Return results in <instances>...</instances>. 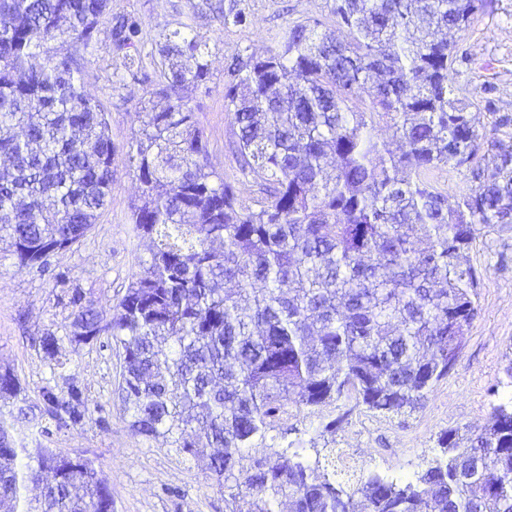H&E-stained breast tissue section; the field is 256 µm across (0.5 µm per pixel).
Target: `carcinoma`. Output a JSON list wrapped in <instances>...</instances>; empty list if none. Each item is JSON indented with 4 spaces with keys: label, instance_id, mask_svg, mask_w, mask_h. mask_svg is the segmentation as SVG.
<instances>
[{
    "label": "carcinoma",
    "instance_id": "carcinoma-1",
    "mask_svg": "<svg viewBox=\"0 0 512 512\" xmlns=\"http://www.w3.org/2000/svg\"><path fill=\"white\" fill-rule=\"evenodd\" d=\"M487 0H333L332 29L290 24L264 54L233 55L224 108L237 171L258 186L245 205L210 163L186 92L207 82L209 46L182 30L159 34L155 93L165 108L127 151L140 183L132 214L150 259L105 316L67 291L66 337L108 334L123 349L118 398L130 427L196 459L224 512H512V404L479 430L452 428L402 483L379 473L346 482L335 457L302 454L291 411L354 404L384 416L422 409L448 377L478 315L480 274L465 257L483 228L512 225V152L477 164L480 114L451 72L470 61L433 30H463ZM223 26H245L237 0H206ZM110 0H0V243L22 268L48 269L97 224L112 191L106 114L68 56L30 64L62 36L89 47ZM125 77L136 78L141 26L111 27ZM385 125L393 152L374 135ZM445 168L475 182L448 206L431 181ZM41 416L82 423L86 403L41 390ZM0 500L20 512H112L94 464L17 442L39 425L25 390L0 372ZM262 444L266 451L246 457Z\"/></svg>",
    "mask_w": 512,
    "mask_h": 512
}]
</instances>
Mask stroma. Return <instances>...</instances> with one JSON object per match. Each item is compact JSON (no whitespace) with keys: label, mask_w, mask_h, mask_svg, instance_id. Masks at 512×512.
<instances>
[{"label":"stroma","mask_w":512,"mask_h":512,"mask_svg":"<svg viewBox=\"0 0 512 512\" xmlns=\"http://www.w3.org/2000/svg\"><path fill=\"white\" fill-rule=\"evenodd\" d=\"M250 17L245 27L225 28L203 10V0H112L114 15L136 16L144 44L160 33L189 28L208 43L210 76L205 87L188 98L207 140L209 159L217 171L236 173L234 135L224 108V65L239 51L260 54L272 36L292 22L314 19L331 24V0H241ZM453 38L468 49L470 63L456 66L452 78L479 112L487 139L512 146V130L494 128L495 115L512 116V0H491ZM69 55L79 70L83 90L103 106L115 146L112 193L107 207L88 235L70 250L54 255L46 271L19 267L0 252V371L12 372L31 403H39L43 386L66 393L78 386L90 411L81 426H50L43 436L18 426L15 437L27 447L53 448L94 462L112 492L113 512H224V495L212 487L206 463L187 459L135 435L118 399L123 352L110 335L72 344L62 341L54 372L53 362L38 346L41 336H62L72 308L66 288L54 275L69 272L71 286L83 289L104 314H111L133 273L149 257L138 239L131 212L139 201V184L129 166L128 145L138 130L141 107L158 80L157 61L142 55L144 82H117L122 61L112 52L108 24H101L92 50L80 41L57 39L41 48L33 60L42 65L52 55ZM494 85L496 112H485V85ZM481 272L479 315L465 338L461 357L445 380L430 394L426 406L408 416L387 417L363 410L339 421L335 433L318 438L322 425L338 420L336 406L314 414L301 413L290 422L303 439L317 438L319 447L354 453L358 475L376 471L401 480L412 478L424 459L437 450L441 432L455 427H479L493 405L512 395L504 367L512 358V226L481 229L469 253Z\"/></svg>","instance_id":"obj_1"}]
</instances>
